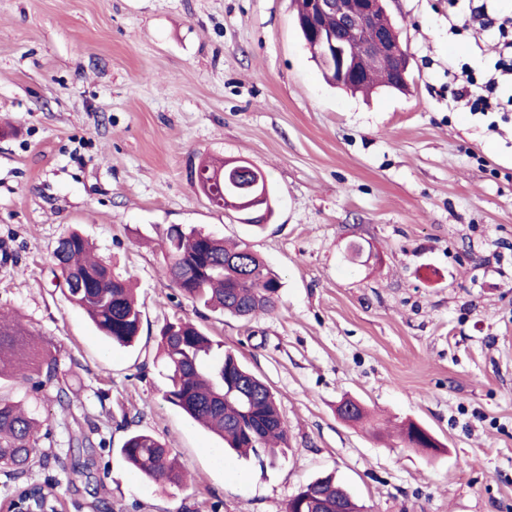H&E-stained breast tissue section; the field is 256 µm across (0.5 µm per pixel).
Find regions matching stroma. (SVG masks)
<instances>
[{
    "label": "stroma",
    "mask_w": 512,
    "mask_h": 512,
    "mask_svg": "<svg viewBox=\"0 0 512 512\" xmlns=\"http://www.w3.org/2000/svg\"><path fill=\"white\" fill-rule=\"evenodd\" d=\"M459 0H388L408 90L329 86L291 0H0V305L70 371V412L19 378L0 396L51 418L63 453L30 477L0 470V512L27 480L59 512H285L334 474L366 512H512V110L457 102L497 33L448 30ZM245 160L277 189L261 229L213 206L196 171ZM180 224L240 241L281 278L277 310L246 322L185 300L159 242ZM76 230L142 312L129 348L62 294L52 253ZM189 318L269 384L289 446L271 467L163 398L162 325ZM427 426L438 454L336 413ZM135 432L191 475L159 485L120 450ZM106 440L88 467L80 435Z\"/></svg>",
    "instance_id": "stroma-1"
}]
</instances>
